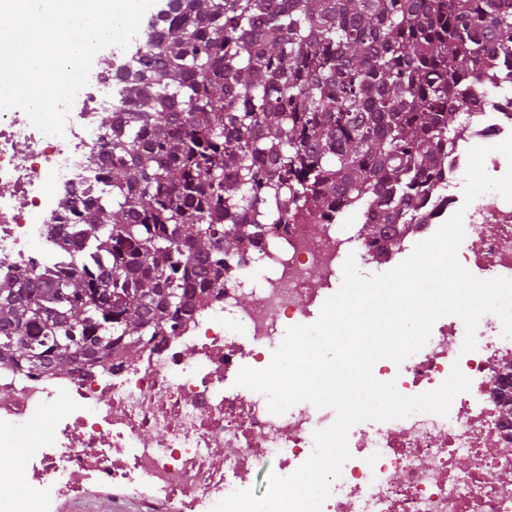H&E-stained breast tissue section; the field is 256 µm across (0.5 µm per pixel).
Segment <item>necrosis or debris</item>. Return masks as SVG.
<instances>
[{"instance_id": "4bbe7bcc", "label": "necrosis or debris", "mask_w": 512, "mask_h": 512, "mask_svg": "<svg viewBox=\"0 0 512 512\" xmlns=\"http://www.w3.org/2000/svg\"><path fill=\"white\" fill-rule=\"evenodd\" d=\"M494 108L471 114L449 149L463 180L471 147L512 136V92L486 87ZM111 58H102L76 96L64 137L42 134L25 113H0V276L25 266L56 267L59 227L75 221L68 201L103 188L107 154L100 116L124 111ZM428 220L406 239L423 241L457 210L467 232L457 257L480 279H512V202L489 192L429 197ZM376 264L365 237L318 211L278 226L263 250L246 254L224 288L198 306L177 335L144 349L135 362H80L59 375L0 363V447L22 448L33 421H51L38 458L0 468V512H53L54 496L80 495L98 483L143 488L179 502L180 512H212L238 491L243 472H294L314 449L315 430L334 412L296 406L269 411L261 393L237 386L241 367L266 368L288 327L311 323L347 257ZM319 287H311L312 272ZM254 302L240 297L251 279ZM462 321H436L425 346L403 363L379 360L375 378L415 396L437 389L460 368L470 388L447 416L414 413L348 434L351 454L321 512H512L501 488L512 473V337L484 315L477 347L463 352ZM227 448L223 465L213 451Z\"/></svg>"}]
</instances>
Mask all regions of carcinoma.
<instances>
[{"mask_svg":"<svg viewBox=\"0 0 512 512\" xmlns=\"http://www.w3.org/2000/svg\"><path fill=\"white\" fill-rule=\"evenodd\" d=\"M172 2L115 74L109 188L67 270L0 277V362L134 359L310 204L393 249L448 186L490 62L512 85V0Z\"/></svg>","mask_w":512,"mask_h":512,"instance_id":"1","label":"carcinoma"}]
</instances>
